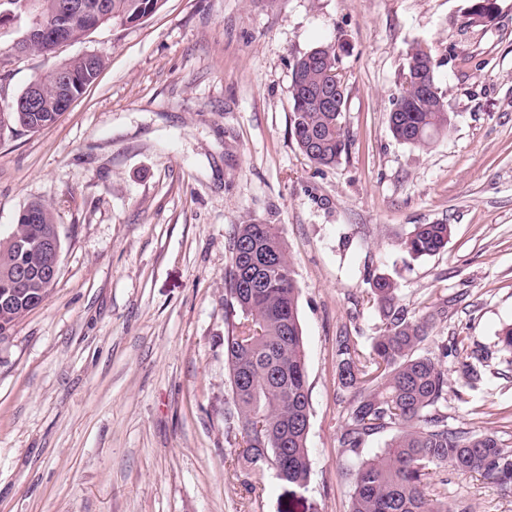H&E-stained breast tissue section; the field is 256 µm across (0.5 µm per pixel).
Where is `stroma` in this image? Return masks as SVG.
Listing matches in <instances>:
<instances>
[{
  "label": "stroma",
  "mask_w": 512,
  "mask_h": 512,
  "mask_svg": "<svg viewBox=\"0 0 512 512\" xmlns=\"http://www.w3.org/2000/svg\"><path fill=\"white\" fill-rule=\"evenodd\" d=\"M497 4L470 27V0H166L51 57L0 53L2 103L58 61H106L56 124L0 140V239L43 202L61 240L48 300L0 341V512H349L336 339L374 335L382 274L434 316L426 350L457 345L449 427L512 448V0ZM332 39L351 146L323 167L292 134V66ZM418 45L450 119L424 149L388 126ZM250 219L277 225L300 288L302 485L224 458L226 245ZM435 222L445 250L409 257L413 226ZM440 475L466 512H512L479 476Z\"/></svg>",
  "instance_id": "stroma-1"
}]
</instances>
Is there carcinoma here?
Segmentation results:
<instances>
[{
  "mask_svg": "<svg viewBox=\"0 0 512 512\" xmlns=\"http://www.w3.org/2000/svg\"><path fill=\"white\" fill-rule=\"evenodd\" d=\"M30 13L46 22L67 0H27ZM100 24L135 25L155 13L165 0H74ZM497 0H471L468 23L492 21ZM24 26L10 34L8 49L51 55L50 47L21 39ZM105 66L68 59L35 77L40 111L22 112L19 99L0 107V139L22 128L38 132L62 116L68 97L80 96ZM437 60L428 47L409 54L405 87L389 112V129L399 142L425 148L448 128L441 92L427 95L422 84L437 87ZM69 71L71 86L62 85L57 69ZM291 126L300 152L312 163L330 167L348 153L350 139L342 123L345 87L338 72L336 42L326 41L299 57L292 68ZM56 227L52 207L33 202L18 215L13 236L34 242ZM451 229L443 223L417 224L404 241L414 257L432 256L448 244ZM229 266L224 274V355L229 397L224 409L228 428L240 440L227 458L234 466L275 471L278 479L303 484L310 473L307 437L310 425L308 381L298 315L299 288L285 240L276 225L250 221L236 224L228 238ZM40 263L37 251L0 244V296L12 304L0 307V338L44 303L52 290L40 279L19 284L14 270ZM368 299L381 313V326L363 352L359 337L337 339V379L348 394V419L339 437L341 448L360 455L366 441L390 428L396 434L381 451L360 459L351 470L349 512H459L448 496L429 491V480L442 467L476 474L512 493V450L492 433L448 427L442 411L448 375L441 364L456 350L439 347L440 357L419 353L434 316L415 318L399 304L397 283L386 275L369 282Z\"/></svg>",
  "mask_w": 512,
  "mask_h": 512,
  "instance_id": "carcinoma-1",
  "label": "carcinoma"
}]
</instances>
